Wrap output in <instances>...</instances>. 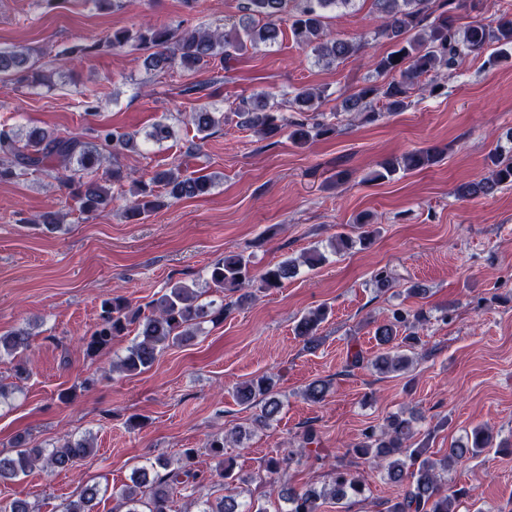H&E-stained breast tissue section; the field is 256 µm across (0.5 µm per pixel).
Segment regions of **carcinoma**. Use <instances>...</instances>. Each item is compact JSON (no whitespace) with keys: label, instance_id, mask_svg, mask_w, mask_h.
<instances>
[{"label":"carcinoma","instance_id":"carcinoma-1","mask_svg":"<svg viewBox=\"0 0 512 512\" xmlns=\"http://www.w3.org/2000/svg\"><path fill=\"white\" fill-rule=\"evenodd\" d=\"M356 0H239V17L226 32L207 27L192 31L162 26L151 27L145 33L132 37L127 30H117L103 38L74 44L66 51L68 57H84L104 47H116L130 40L138 42L146 52L144 66L148 71L164 73L175 67L195 70L211 62L224 65L233 54L251 45H272L281 34V24H290L296 43L312 51L315 58L326 65L359 54L365 47L362 41H349L331 36L324 28L326 13L339 7H348ZM378 25L373 37H384L394 43L395 49L374 62V71L392 76L391 81L370 83L342 101L341 111L354 112L366 122H373L383 112H401L409 105L412 94L420 91L430 96L443 93V80L469 56L481 52L490 44L501 47L499 59L509 58L512 50V13L504 11L498 20L488 24L481 19L467 26H455L450 12L462 0H372ZM39 59H33L22 50L0 47V80L46 85L48 76ZM430 77L422 84V77ZM322 91L302 89L287 100L293 114L281 112L283 102L256 95L231 103L228 111L240 118V125L251 130L262 140L272 139L288 131V139L297 145L307 143L312 135L323 136L335 131L329 124L309 122L303 113L322 100ZM191 122L200 133H210L219 123L216 113L200 108L191 113ZM172 136L167 119L154 123L147 138L162 143ZM113 149L136 146L135 136L107 125L90 126L81 133L60 136L55 132L33 131L25 138L12 129H0V182L14 180L31 172L54 171L61 187L68 189L83 212L105 211L112 204V188L121 185L123 170L118 161L112 168L102 170L104 157L98 145ZM441 153L432 147L410 151L399 158L384 161L369 174L372 181H386L399 173L428 169L440 162ZM492 169L488 176L461 186L458 194L466 198L488 196L497 189L512 185V149L491 155ZM214 185L207 175L185 176L179 166L160 170L142 182L133 193L129 208L131 216L149 213L162 205L161 198L192 199L206 194ZM296 272V260L286 259L266 266L260 274L253 272L250 257L231 252L208 268L207 283L239 293L238 302L252 298V287L269 290L279 288L283 281ZM373 282L379 290H388L396 283L386 267L377 269ZM203 292L183 283L171 285L151 305V314L142 315V309L133 307L124 296L113 295L101 300L97 322L90 334L82 338L88 356H97L112 347V340L124 336L130 326L138 324L139 333L126 355L116 365L122 373L136 374L151 367L161 350L171 344L188 342L201 331L203 323L224 318L227 306L202 300ZM328 310L318 308L302 316L295 326L296 335L313 346L319 341L320 324ZM425 320L423 311L411 312L396 308L376 325L374 337L383 351L370 365L379 371H403L413 364L412 354L421 339L413 332L415 324ZM30 340L23 330L0 335V362L13 365L17 376L28 374L25 353ZM331 390L327 380L311 381L304 396L314 404L322 403ZM241 403L260 402V413L254 423L265 427L280 413L282 401L267 377L253 379L236 388ZM412 419L404 413L389 416L380 428L368 427L362 440L354 445L352 453L380 470L391 483L402 485L405 491L386 502L385 512H459L468 491L454 489L444 482L448 466L456 465L483 453L488 448H509V440L496 441L485 427H475L466 440L456 442L439 459L425 455L422 449L412 448ZM226 438H213L206 448L215 461V468L205 475L194 468L196 448H183L172 467L170 459L159 456L149 464L135 469L131 483L115 492L124 512H172L173 490L179 486L195 487L204 481L217 483L224 495L211 501H198L197 512H270L267 505L255 498L239 501L243 485L251 478L234 473L224 460ZM317 432L308 428L299 448L288 456L271 458L265 465L271 492L277 494L275 512H321L322 501L330 498L340 504L350 497L365 492V483L344 465L333 467L329 486L310 485L297 489L280 481L279 474L302 457L317 449ZM19 449L13 455L0 453V481L26 475L38 465L55 471L72 467L76 462L94 454L95 448L87 438H67L50 448L28 447L18 440ZM98 490L85 489L76 499L68 501L62 512H94Z\"/></svg>","mask_w":512,"mask_h":512}]
</instances>
